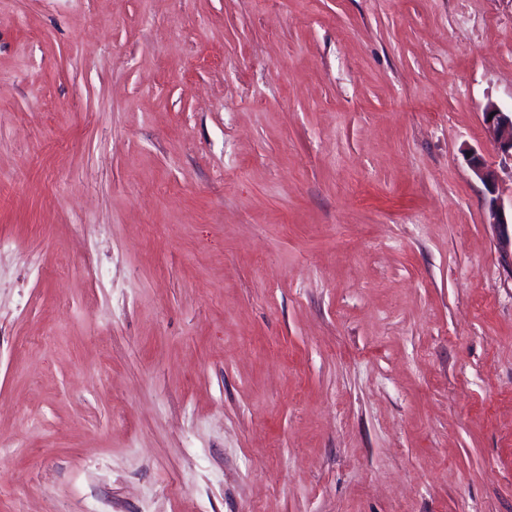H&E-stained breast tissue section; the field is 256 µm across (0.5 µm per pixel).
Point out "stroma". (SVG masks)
<instances>
[{
  "instance_id": "35a3bbf8",
  "label": "stroma",
  "mask_w": 512,
  "mask_h": 512,
  "mask_svg": "<svg viewBox=\"0 0 512 512\" xmlns=\"http://www.w3.org/2000/svg\"><path fill=\"white\" fill-rule=\"evenodd\" d=\"M0 83V512H512V0H0ZM492 116V119H489ZM487 129L492 133L498 151L504 160L512 164V108L504 111L494 103H488L484 111ZM489 224L497 229L501 247V260L512 271V196L510 209H507L497 197L490 200Z\"/></svg>"
}]
</instances>
